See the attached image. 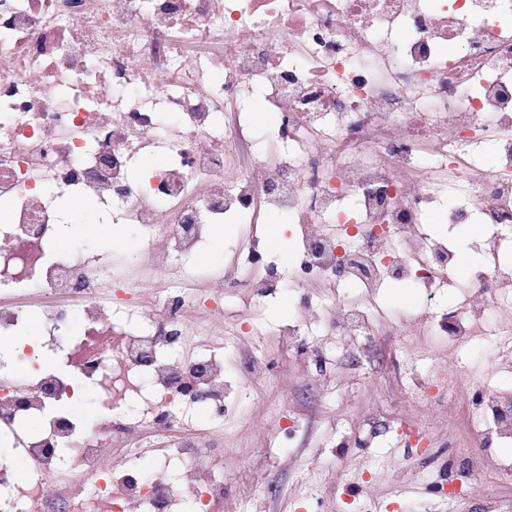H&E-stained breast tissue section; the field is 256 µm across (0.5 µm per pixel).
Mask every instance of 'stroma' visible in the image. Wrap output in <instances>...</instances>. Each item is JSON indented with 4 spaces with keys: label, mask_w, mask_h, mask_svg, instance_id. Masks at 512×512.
Instances as JSON below:
<instances>
[{
    "label": "stroma",
    "mask_w": 512,
    "mask_h": 512,
    "mask_svg": "<svg viewBox=\"0 0 512 512\" xmlns=\"http://www.w3.org/2000/svg\"><path fill=\"white\" fill-rule=\"evenodd\" d=\"M62 217L69 246L110 254L128 276L149 277L135 226L115 225L108 242L88 230L103 221L99 206L76 201ZM225 226L223 247L206 246L200 276L227 266L247 246L245 224L229 219ZM401 287L387 281L371 298L357 285H340L348 300L375 305L388 321L357 339L314 326L308 356L288 350L279 336L297 318L294 288L259 299L247 289L226 293L225 323L247 321L257 306L264 332L238 337L225 351L224 414L212 419L202 410L195 422L224 477V512H488L492 503L512 512V472L502 471L512 464V440L485 445L472 426L488 393H512V349L486 337L449 345L433 335L432 320L460 311L467 295L450 288L429 301L414 287L402 298ZM249 354L268 364L267 383L242 369ZM456 371L458 401L436 407L407 399L415 379ZM408 417L422 425L429 448L414 447L403 434L399 423ZM462 436L473 438L487 462L455 493L454 443Z\"/></svg>",
    "instance_id": "obj_1"
}]
</instances>
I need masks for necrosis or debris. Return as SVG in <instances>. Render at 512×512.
<instances>
[{"label": "necrosis or debris", "mask_w": 512, "mask_h": 512, "mask_svg": "<svg viewBox=\"0 0 512 512\" xmlns=\"http://www.w3.org/2000/svg\"><path fill=\"white\" fill-rule=\"evenodd\" d=\"M256 91L277 132L264 149L240 107ZM158 150L165 167L133 180L135 156ZM424 153L487 229V264L463 283L450 244L398 237L437 207ZM51 187L139 228L152 279L60 249ZM0 202V337L35 289L48 338L47 353L16 350L26 374L0 372V435L27 463L20 480L0 460V512H218L224 482L187 428L194 392L224 398L208 320L225 289L262 297L282 280L250 273L251 252L196 281L212 225L287 217L295 287L460 286L470 305L444 325L449 343L512 339V0H0ZM298 313L292 346L315 319L340 336L375 320L345 298ZM78 379L97 392L89 423L70 409ZM121 439L122 463L102 468ZM150 440L161 458L140 475Z\"/></svg>", "instance_id": "obj_1"}]
</instances>
